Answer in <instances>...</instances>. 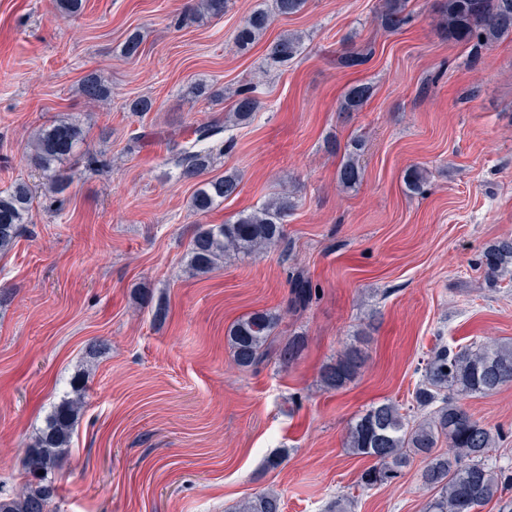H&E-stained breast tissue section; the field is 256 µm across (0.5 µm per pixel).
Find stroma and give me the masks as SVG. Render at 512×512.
Here are the masks:
<instances>
[{"mask_svg":"<svg viewBox=\"0 0 512 512\" xmlns=\"http://www.w3.org/2000/svg\"><path fill=\"white\" fill-rule=\"evenodd\" d=\"M185 2L84 0L63 19L53 0H0V190L24 180L35 191L22 235L0 255V482L24 483L27 446L77 382L85 404L55 474L56 512H235L267 490L283 512H329L340 498L352 512H422V462L364 488L370 462L349 452L346 432L384 400L411 408L438 343L512 339V277L489 284L479 264L487 245L512 237V35L478 48L450 40L435 0H410L394 30L376 19L382 0H306L242 52L236 29L272 0H233L223 17L173 25ZM135 28L141 52L128 58L121 48ZM286 32L304 43L283 65L268 52ZM352 51L364 64L343 67ZM93 71L112 91L108 104L79 91ZM256 77L263 107L231 128L232 148L209 171L240 173L241 191L197 213L177 148L149 138L133 150L129 140L223 118ZM199 82L222 88L223 100L194 96ZM357 83L373 93L344 112ZM141 96L155 102L143 116L128 108ZM63 118L107 166L69 162L59 211L30 163L29 136ZM354 139L365 144L362 178L346 189L343 155L327 143ZM413 165L428 172L416 195L403 182ZM285 185L297 208L284 244L189 273L198 225L233 219ZM297 269L317 293L287 315ZM147 294L167 303L162 325ZM255 310L283 312L279 338L304 336L298 360L234 363L226 331ZM361 328L365 367L324 391L321 367ZM463 404L501 430L493 460L512 474V385Z\"/></svg>","mask_w":512,"mask_h":512,"instance_id":"obj_1","label":"stroma"}]
</instances>
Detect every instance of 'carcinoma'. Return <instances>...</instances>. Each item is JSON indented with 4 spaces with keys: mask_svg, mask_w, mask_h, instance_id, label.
Segmentation results:
<instances>
[{
    "mask_svg": "<svg viewBox=\"0 0 512 512\" xmlns=\"http://www.w3.org/2000/svg\"><path fill=\"white\" fill-rule=\"evenodd\" d=\"M229 2L188 0L187 10L222 17ZM407 2L384 0L379 15L382 26L395 29L405 24ZM304 4L305 0H273V11L252 12L237 28L235 45L247 48L267 30L272 14L292 15ZM55 7L64 18L84 9L83 0H55ZM440 17L452 40L475 48L512 35V0H442ZM302 41L298 33L281 35L271 46V58L288 63L300 54ZM141 45V34L135 29L128 33L123 53L128 57L136 56ZM257 89L258 84L251 83L238 90L232 112L224 118L226 125L215 120L193 125L185 131L190 140L179 152L180 176L187 180L200 179L191 199L192 207L200 213L239 192L241 177L237 172L205 180L202 176L214 163L212 139L223 129L230 128L228 122L235 126L247 124L261 110ZM80 92L97 103L105 104L111 97L110 89L94 74L84 78ZM370 95L368 84L350 87L341 110H358ZM83 140L82 128L65 119L42 126L31 136L30 161L46 176V192L59 209L67 201L68 178L61 168L63 163L75 158L90 171L105 167V162L93 153L77 154ZM363 147L362 141L353 140L345 149L346 159L338 171V181L345 188H352L361 181V170L354 156ZM426 182L424 169L415 166L405 172L404 185L410 193L421 192ZM32 203V189L23 181L0 190V254L9 252L21 236ZM295 207L292 191L284 187L260 207L238 214L233 221L198 226L190 241L188 270L194 276L204 275L233 256L256 257L283 244L285 224ZM480 265L491 282L512 273V238H502L490 245L482 253ZM315 295L316 289L299 275L283 312L257 310L232 323L227 340L234 362L250 368L271 357L284 364L295 360L303 348L302 337L294 335L280 340L274 336V331L282 314L303 311ZM364 342L365 338L360 337L346 344L339 357L321 369L323 390L336 391L358 375L367 359ZM509 384H512V343L437 345L413 392V401L424 411V416L411 420L401 412L398 403L386 400L350 424L347 448L355 455L374 461L361 474V485L372 488L390 484L419 457L425 462L420 472L421 485L432 492L425 512H477L495 495L509 490L512 479L490 463L491 452L501 437L500 430L474 418L460 400L469 394L489 395ZM83 404L84 396L75 388L73 396L63 397L54 407L45 427L26 450L25 473L31 481L18 491L0 488V512H53L55 487L48 476L61 466ZM442 442L447 446L444 451L440 450ZM236 512H282L281 498L277 493L263 492L241 501Z\"/></svg>",
    "mask_w": 512,
    "mask_h": 512,
    "instance_id": "carcinoma-1",
    "label": "carcinoma"
}]
</instances>
